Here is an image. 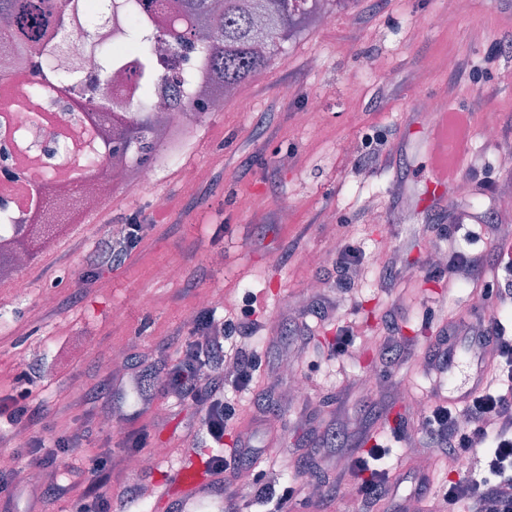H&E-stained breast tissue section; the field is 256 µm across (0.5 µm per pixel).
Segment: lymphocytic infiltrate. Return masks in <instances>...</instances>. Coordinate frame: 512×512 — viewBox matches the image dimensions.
<instances>
[{"label": "lymphocytic infiltrate", "mask_w": 512, "mask_h": 512, "mask_svg": "<svg viewBox=\"0 0 512 512\" xmlns=\"http://www.w3.org/2000/svg\"><path fill=\"white\" fill-rule=\"evenodd\" d=\"M493 248L504 264L507 278L497 289H489L486 280L484 251L448 248L445 272L449 288L466 284L482 289L484 297H496L499 311L473 323L451 321L441 326L439 338L426 352H418L406 337L390 334L380 340L379 347L387 361L417 360L422 373L432 381L437 400L420 411L414 433L395 428L396 442H408L413 458L429 461L430 467L418 471L412 498L418 512H453L457 504H465L467 512H512V326L498 317L500 311L512 308V227L495 225ZM237 319H222L209 308L199 309L191 333L174 330L160 341L159 359L150 371L151 394L190 402L199 412L198 435L212 449L207 468L223 475L225 512H251L254 498L272 500L276 512H284L292 502L316 505L326 512L336 493L352 490L360 512H385L398 499L402 480L387 466L390 450L383 434L365 437L346 432L335 423L323 438L324 443H340L347 448V466L337 470L328 481L325 492L312 497V484L298 478L274 489L258 483L254 497L244 495L237 482L243 460L258 461L261 453L251 443L242 442L232 450L224 448V434L235 421L237 408L224 397L226 389L250 393L262 366L258 352H243L239 339L264 331L260 320L261 301L256 292H245ZM466 337L476 342L486 364V380L480 390L465 401L451 404L440 395L448 374V362L455 339ZM179 347L175 363L166 356ZM43 418L39 408L22 403L18 397H0V445L23 443L29 465L49 472L53 481L51 493L64 496L73 485L68 478L72 467L67 459L81 447L79 433L45 436L37 426ZM490 445L481 477L459 481L436 482L438 473L452 470L457 456L479 445ZM87 487L74 504L75 512H111L120 504L125 512H134L147 494L145 485L125 484L119 496H111L105 486L112 475V454L104 452L89 461Z\"/></svg>", "instance_id": "1"}]
</instances>
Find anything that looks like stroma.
Returning <instances> with one entry per match:
<instances>
[{"instance_id":"35a3bbf8","label":"stroma","mask_w":512,"mask_h":512,"mask_svg":"<svg viewBox=\"0 0 512 512\" xmlns=\"http://www.w3.org/2000/svg\"><path fill=\"white\" fill-rule=\"evenodd\" d=\"M330 17L329 25L310 22L288 41L222 111L179 131L172 158L156 166L154 185L117 184L76 223L46 226L48 245L36 247L21 271L26 298L0 282V396L25 393L27 404L42 407L47 433L65 434L80 423L84 441L71 465L84 468L105 450L121 452L128 434L140 430L149 434L143 454L152 464L115 474L113 486L158 485L179 455L200 462L210 455L203 441L187 439L197 411L173 398L140 411L135 380L159 341L173 329L191 330L200 294L238 298L250 289L265 297L269 332L245 346L265 353L260 381L274 384L277 401L246 397L224 445L234 447L243 434L279 458L265 469L274 488L296 476L314 431L324 429L337 404L351 423L367 417L373 389L342 395L346 379L369 373L375 386L397 383L427 402L431 382L414 364L386 365L379 337L396 329L424 350L443 322L494 310L471 289H449L428 256L437 225L454 223L463 210L491 236L485 215L497 210L500 185L512 181L505 159L512 137L481 134L485 125L512 122V0H469L463 11L456 0H338ZM385 72L393 82H383ZM242 99L251 111L240 110ZM313 99L325 117L307 126L299 114ZM427 99L440 100L449 114L471 115L461 134L448 138L457 180L442 210L426 199L436 147L427 132L432 116L422 107ZM374 135L384 138L393 166L371 169L363 139ZM159 195L167 200L161 210L154 205ZM132 221L142 226L136 250L86 280L88 261L111 227ZM383 239L393 245L388 261L401 270L388 294L380 289L388 262L373 260ZM348 240L368 257L366 276L336 315L317 319L304 286L313 279L336 286V250ZM314 254L323 257L321 266L311 265ZM170 264L180 277L158 279L157 268ZM136 294L150 295L151 306L131 303ZM351 320L361 337L343 366H330L327 352ZM119 353L128 370L111 376L112 390L128 417L109 428L79 395L109 376L105 359ZM292 354L309 382L305 402L288 399L281 363ZM9 508L73 512L71 500L54 498L41 481L21 486Z\"/></svg>"}]
</instances>
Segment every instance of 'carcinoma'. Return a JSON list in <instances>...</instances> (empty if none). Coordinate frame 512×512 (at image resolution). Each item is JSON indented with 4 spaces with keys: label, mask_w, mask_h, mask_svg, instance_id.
Wrapping results in <instances>:
<instances>
[{
    "label": "carcinoma",
    "mask_w": 512,
    "mask_h": 512,
    "mask_svg": "<svg viewBox=\"0 0 512 512\" xmlns=\"http://www.w3.org/2000/svg\"><path fill=\"white\" fill-rule=\"evenodd\" d=\"M43 0H0V17L13 19L18 31L16 55L37 61L33 71L46 82L57 76L53 53L45 45V25L39 3ZM76 0H56L51 22L62 28ZM140 0H122L123 23L119 36L152 55L160 47L183 50L200 59V72L191 76L165 75L162 81L184 87L176 107L183 123L204 115L202 96L233 91L267 67L284 51V44L309 18L324 13V0H169L182 17L175 27L152 28L138 12ZM156 97L151 80L142 83L128 112L112 113L108 122L112 156L141 165L164 155L167 147L156 136ZM35 225H17L12 239L0 242V271L12 269L14 255H33Z\"/></svg>",
    "instance_id": "1"
}]
</instances>
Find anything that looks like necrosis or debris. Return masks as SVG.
<instances>
[{"instance_id": "1", "label": "necrosis or debris", "mask_w": 512, "mask_h": 512, "mask_svg": "<svg viewBox=\"0 0 512 512\" xmlns=\"http://www.w3.org/2000/svg\"><path fill=\"white\" fill-rule=\"evenodd\" d=\"M112 24L107 17L89 31L78 19L70 32L55 33L48 42L56 50L60 71L75 73L80 79L94 76L106 84L104 105L133 98L146 78L167 69L197 71L198 61L186 62L170 52L148 58L133 47L117 53L103 70L92 54L75 52L67 44L73 32L83 38H111ZM103 140L96 111L62 90L51 96H20L0 106V142L12 149L10 173L0 174V238L9 237L12 225L27 217L42 224L71 223L79 210L108 197L116 184L127 179L154 184L157 172L152 165L131 173L108 157L102 173H86L80 185L71 186L70 175L81 156Z\"/></svg>"}]
</instances>
